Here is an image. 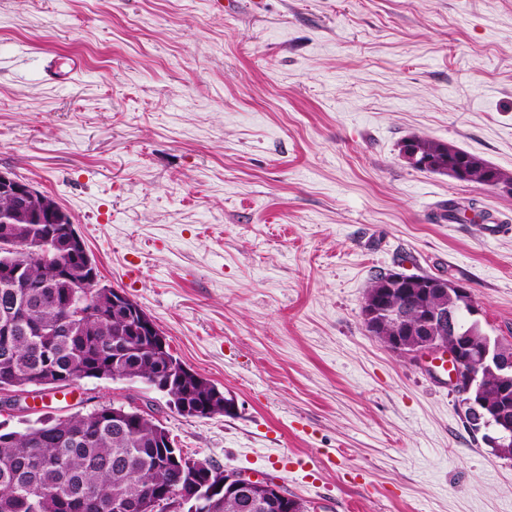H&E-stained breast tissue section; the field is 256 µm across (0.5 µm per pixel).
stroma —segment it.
<instances>
[{
  "label": "stroma",
  "mask_w": 512,
  "mask_h": 512,
  "mask_svg": "<svg viewBox=\"0 0 512 512\" xmlns=\"http://www.w3.org/2000/svg\"><path fill=\"white\" fill-rule=\"evenodd\" d=\"M414 134L512 173V0H0V171L235 403L84 379L0 422L131 401L310 512H512V461L364 326L399 270L466 284L512 341V197L413 168Z\"/></svg>",
  "instance_id": "stroma-1"
}]
</instances>
